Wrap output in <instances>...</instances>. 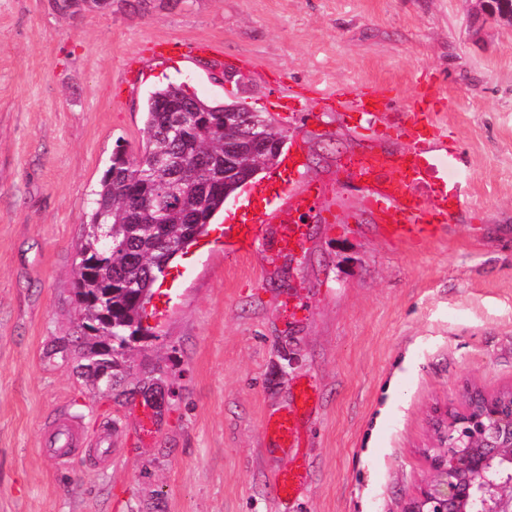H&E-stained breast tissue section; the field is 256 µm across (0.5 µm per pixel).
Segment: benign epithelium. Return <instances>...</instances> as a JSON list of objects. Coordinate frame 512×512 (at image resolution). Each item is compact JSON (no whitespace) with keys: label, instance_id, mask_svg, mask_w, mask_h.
Here are the masks:
<instances>
[{"label":"benign epithelium","instance_id":"1","mask_svg":"<svg viewBox=\"0 0 512 512\" xmlns=\"http://www.w3.org/2000/svg\"><path fill=\"white\" fill-rule=\"evenodd\" d=\"M62 7L105 12L112 0H67ZM239 140L252 151L271 146L255 128ZM463 398L459 409L435 411L437 445L425 450L432 477L404 512H512V388L487 393L470 385Z\"/></svg>","mask_w":512,"mask_h":512}]
</instances>
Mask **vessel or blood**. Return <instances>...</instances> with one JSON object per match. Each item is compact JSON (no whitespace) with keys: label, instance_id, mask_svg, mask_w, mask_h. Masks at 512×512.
I'll return each mask as SVG.
<instances>
[{"label":"vessel or blood","instance_id":"obj_1","mask_svg":"<svg viewBox=\"0 0 512 512\" xmlns=\"http://www.w3.org/2000/svg\"><path fill=\"white\" fill-rule=\"evenodd\" d=\"M200 42L166 41L155 48L160 57L192 55L206 51ZM348 114L367 115L380 108L376 92L351 86L332 97ZM407 145L397 153L376 149L362 152L350 175L364 183L371 194L373 210L382 235L391 242L415 245L438 235L448 219L467 207L457 184L448 180L449 172L463 167L455 132L441 125L435 113H414L406 130ZM298 153L283 157L278 172L254 190L241 207L232 226L238 249L245 250L259 238V223H277L281 212L299 211L308 205L309 191L301 185ZM278 448L291 451L287 470L277 473L274 487L285 499H295L308 480V463L295 455L300 444L299 425L294 413H283L265 422ZM84 428L81 422L63 417L46 424L40 435L42 450L54 465L68 463L81 448Z\"/></svg>","mask_w":512,"mask_h":512}]
</instances>
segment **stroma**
Wrapping results in <instances>:
<instances>
[{"label": "stroma", "instance_id": "stroma-1", "mask_svg": "<svg viewBox=\"0 0 512 512\" xmlns=\"http://www.w3.org/2000/svg\"><path fill=\"white\" fill-rule=\"evenodd\" d=\"M214 52L158 58V41ZM146 77L135 93L126 78ZM174 83L237 103L288 134L313 188L307 240L267 224L225 248L227 200L176 260L184 275L130 353L155 366L161 405L104 392L78 354L74 267L93 194L117 145L141 150L142 104ZM367 86L389 110L454 128L472 204L420 246L376 231L343 164L363 145L403 147L388 118H347L328 97ZM301 417L309 481L277 498L288 455L265 416ZM512 386V27L473 0H112L107 12L0 0V512H403L429 474L435 409L465 384ZM78 417L112 430L111 456L63 466L42 427Z\"/></svg>", "mask_w": 512, "mask_h": 512}]
</instances>
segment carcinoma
<instances>
[{"label":"carcinoma","mask_w":512,"mask_h":512,"mask_svg":"<svg viewBox=\"0 0 512 512\" xmlns=\"http://www.w3.org/2000/svg\"><path fill=\"white\" fill-rule=\"evenodd\" d=\"M173 98L193 107V112L183 117L177 142L166 133L170 116L161 111ZM236 109L233 103L192 96L173 83L158 86L143 106V150L135 155L120 145L112 156L91 202L75 269L81 357L93 382L105 387L119 385L131 343L138 337L153 336L143 318L164 273L162 263L183 252L224 203L258 172L278 163L280 148L256 156L224 154V141L239 133V125L224 124V116ZM247 116L270 139H287L264 116L256 112ZM186 151L209 154L220 166L203 170L187 160L170 176L160 160L171 161ZM219 175L224 176L222 188L205 190ZM187 209L196 213L192 224L182 223Z\"/></svg>","instance_id":"carcinoma-1"}]
</instances>
